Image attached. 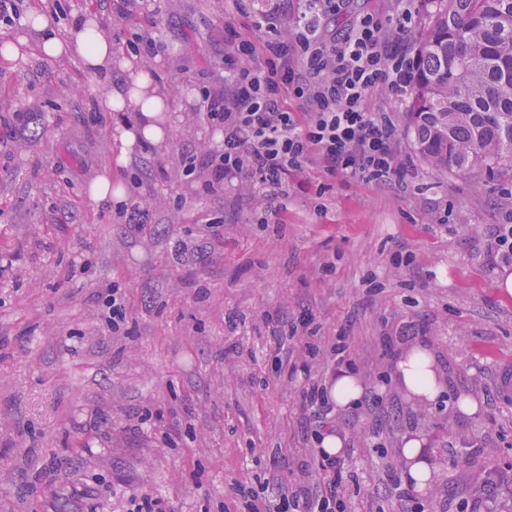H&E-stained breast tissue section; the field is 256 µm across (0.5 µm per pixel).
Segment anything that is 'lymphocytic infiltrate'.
I'll list each match as a JSON object with an SVG mask.
<instances>
[{
	"label": "lymphocytic infiltrate",
	"mask_w": 512,
	"mask_h": 512,
	"mask_svg": "<svg viewBox=\"0 0 512 512\" xmlns=\"http://www.w3.org/2000/svg\"><path fill=\"white\" fill-rule=\"evenodd\" d=\"M431 2L392 0L390 18L359 13L339 32L328 24L348 0H305L286 28L276 7L261 21L269 37L259 46L226 26V85L202 91L203 116L222 127L224 149L205 162L183 152L185 172L205 167L211 196L229 183L263 190L274 215L284 209L290 177L312 160L332 177L402 179L408 163L395 148L397 127L369 100L380 89L399 101L408 95L416 63L410 41ZM292 98L304 111L289 108ZM343 468V460L319 456L315 493L301 487L273 499L243 484L237 493L248 512H346Z\"/></svg>",
	"instance_id": "f902f5d3"
}]
</instances>
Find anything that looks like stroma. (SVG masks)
<instances>
[{"label": "stroma", "instance_id": "obj_1", "mask_svg": "<svg viewBox=\"0 0 512 512\" xmlns=\"http://www.w3.org/2000/svg\"><path fill=\"white\" fill-rule=\"evenodd\" d=\"M270 0H20L58 28L96 15L122 54L147 32L165 46L136 68L162 86L164 148L115 163L121 130L98 98L109 84L78 59L22 47L0 58V512H126L129 496L167 512H244L237 483L272 473L305 483L318 418L301 390L328 384L345 337L364 396L328 417L347 450L349 512H483L489 472L512 479V273L489 247L512 208V171L443 175L422 162L405 105L385 91L403 180L376 185L298 173L283 214L262 193L203 190L179 149L221 151L200 115L203 88L224 81V20L263 42ZM108 174L155 217L128 233L89 200ZM447 223H440V216ZM219 220L217 234L203 226ZM119 289L120 331L105 300ZM426 342L446 377L441 402H414L394 382L402 350ZM423 437L435 472L407 484L401 448Z\"/></svg>", "mask_w": 512, "mask_h": 512}]
</instances>
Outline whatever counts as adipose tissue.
I'll return each instance as SVG.
<instances>
[{"label": "adipose tissue", "instance_id": "obj_1", "mask_svg": "<svg viewBox=\"0 0 512 512\" xmlns=\"http://www.w3.org/2000/svg\"><path fill=\"white\" fill-rule=\"evenodd\" d=\"M26 16L30 21L29 28L18 35L17 45L6 46L0 51L1 57H17L19 46L34 43L48 59L78 57L83 68L96 76L111 77L116 65L125 72L124 82L114 85L99 102L102 111L122 115L118 164H127L137 142L145 141L156 146L165 143L166 134L156 125L155 118L169 104L166 94L144 72L134 70L129 60L121 58L111 40L99 31L93 15L77 16L74 31L68 37L58 33L54 15L32 9ZM395 382L407 393L429 400L436 399L442 392L431 357L423 347L398 358Z\"/></svg>", "mask_w": 512, "mask_h": 512}]
</instances>
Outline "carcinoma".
<instances>
[{
	"label": "carcinoma",
	"instance_id": "obj_1",
	"mask_svg": "<svg viewBox=\"0 0 512 512\" xmlns=\"http://www.w3.org/2000/svg\"><path fill=\"white\" fill-rule=\"evenodd\" d=\"M412 38L407 133L436 172L512 170V0H436Z\"/></svg>",
	"mask_w": 512,
	"mask_h": 512
}]
</instances>
